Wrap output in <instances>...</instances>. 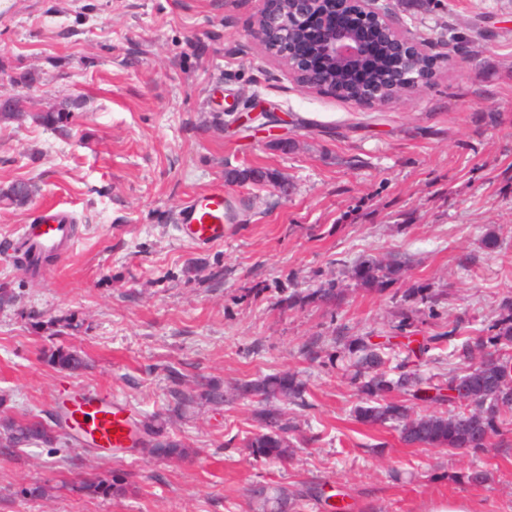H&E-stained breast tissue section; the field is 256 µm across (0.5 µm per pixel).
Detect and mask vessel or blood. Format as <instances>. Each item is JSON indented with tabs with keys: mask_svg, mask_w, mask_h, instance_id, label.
<instances>
[{
	"mask_svg": "<svg viewBox=\"0 0 512 512\" xmlns=\"http://www.w3.org/2000/svg\"><path fill=\"white\" fill-rule=\"evenodd\" d=\"M229 216L224 192L215 189L191 197L178 212V233L191 244L204 248L223 242L225 221ZM71 232L70 218L62 211L43 212L37 223L24 233L35 248L43 251H62ZM81 429L96 437L105 448H127L135 442L131 415L115 399L84 395L73 417Z\"/></svg>",
	"mask_w": 512,
	"mask_h": 512,
	"instance_id": "obj_1",
	"label": "vessel or blood"
}]
</instances>
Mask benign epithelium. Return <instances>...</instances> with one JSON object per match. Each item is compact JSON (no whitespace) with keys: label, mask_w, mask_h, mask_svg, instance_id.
<instances>
[{"label":"benign epithelium","mask_w":512,"mask_h":512,"mask_svg":"<svg viewBox=\"0 0 512 512\" xmlns=\"http://www.w3.org/2000/svg\"><path fill=\"white\" fill-rule=\"evenodd\" d=\"M334 11L358 19L355 25L333 23L323 33L320 54L329 66L316 68L309 58L296 52L295 31L314 11L319 0H262L252 38L270 57L286 64L288 75L305 91L317 86L333 87L342 98V87L335 85L334 75L357 74L367 57L366 43L381 40L386 46L389 71L394 75L388 86L369 84L361 88L350 103L360 109L389 106L420 94L428 84L429 74L422 70L420 55L423 44L379 0H336ZM288 11L291 25L282 23L281 13Z\"/></svg>","instance_id":"7a95c632"}]
</instances>
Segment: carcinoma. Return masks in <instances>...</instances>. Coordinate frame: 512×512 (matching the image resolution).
<instances>
[{
  "instance_id": "obj_1",
  "label": "carcinoma",
  "mask_w": 512,
  "mask_h": 512,
  "mask_svg": "<svg viewBox=\"0 0 512 512\" xmlns=\"http://www.w3.org/2000/svg\"><path fill=\"white\" fill-rule=\"evenodd\" d=\"M5 104L10 111L0 112V121L20 120L26 116L23 102L8 98ZM72 113L67 111L41 112L36 119L43 126L57 130L70 123ZM33 193L27 181H17L0 193V199L11 204H25ZM27 269L36 274L40 266L52 262L43 253L35 254L27 247L23 252ZM405 262L360 263L353 270L354 277L365 285L378 287L396 279L404 270ZM495 333L472 343L468 340L454 346L453 356L468 362L461 374L448 378L442 374L423 376L416 370L406 369L407 360L390 366L394 358L393 344L373 343L359 337L349 342L348 354L354 357L355 372L352 384L362 395L361 405L355 412L365 425L384 426L388 423L398 427L402 441L417 448H466L473 453L487 447L491 436L512 416V385L503 378L512 374V361L500 354V346L512 343V310L501 314L492 325ZM47 361L65 371L76 372L87 365L84 356L76 350L59 348L52 351ZM173 410L181 414L195 405L206 402H224V390L217 385L195 383L184 380L179 372L172 373ZM454 384L466 388L468 402L444 395ZM305 387L294 372H279L248 383L239 388V393L265 406L261 431L246 438L243 448L248 455L268 462H286L294 454L293 443L288 438V424L283 422L279 408L281 404L305 405ZM442 406L454 405L449 412H433L415 415L407 402ZM144 444L158 448L168 456L185 459L189 452L174 439L165 437L164 425L152 424L143 427ZM57 440L55 429L36 417H5L0 420V453L11 455L17 450L32 445L51 446ZM77 487L93 496L111 497L124 490L122 480L112 479L98 473L80 474ZM258 512H282L288 505L290 512L301 507L297 495L282 489H270L253 496Z\"/></svg>"
}]
</instances>
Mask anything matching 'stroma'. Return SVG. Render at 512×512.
<instances>
[{
  "mask_svg": "<svg viewBox=\"0 0 512 512\" xmlns=\"http://www.w3.org/2000/svg\"><path fill=\"white\" fill-rule=\"evenodd\" d=\"M380 2L423 40L432 77L406 103L364 110L302 90L252 42L260 0H0V96L29 114L0 122V190L35 187L25 205L0 202V287L15 296L0 307V417L47 421L97 392L144 421L170 413L172 369L224 390L223 404L172 415L183 460L63 434L1 455L0 512H253L258 484L306 492L302 512H329V495L347 512L454 498L512 512V421L476 455L405 445L396 427L356 419L337 359L361 336L399 349L454 326L475 340L512 306V0H431L416 14ZM73 100L69 135L32 119ZM260 105L274 124L243 133L235 116ZM252 169L288 181L287 196L230 178ZM212 189L231 220L201 249L179 238L176 213ZM49 206L76 233L33 276L21 228ZM393 258L405 270L382 290L352 274ZM328 288L336 299L320 298ZM58 347L87 368L52 367ZM289 370L305 384V406L286 408L297 452L255 461L243 443L261 407L235 389ZM474 469L482 483L466 481ZM89 471L124 478V495L61 488ZM34 483L43 498L24 495Z\"/></svg>",
  "mask_w": 512,
  "mask_h": 512,
  "instance_id": "stroma-1",
  "label": "stroma"
}]
</instances>
